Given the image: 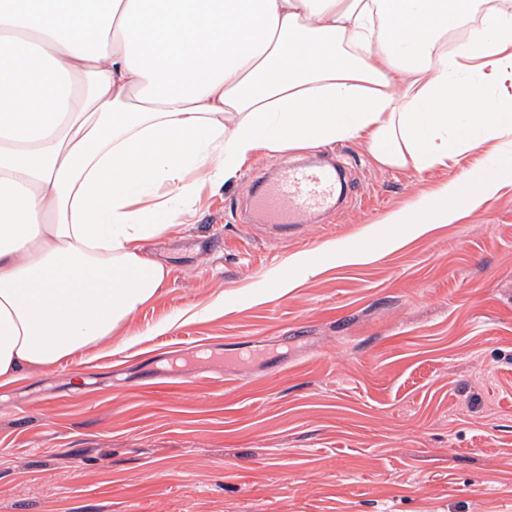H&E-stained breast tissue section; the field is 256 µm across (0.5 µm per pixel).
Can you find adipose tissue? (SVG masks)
Returning a JSON list of instances; mask_svg holds the SVG:
<instances>
[{"instance_id": "obj_1", "label": "adipose tissue", "mask_w": 512, "mask_h": 512, "mask_svg": "<svg viewBox=\"0 0 512 512\" xmlns=\"http://www.w3.org/2000/svg\"><path fill=\"white\" fill-rule=\"evenodd\" d=\"M512 0H0V387L100 349L159 298L145 242L262 153L366 141L424 173L383 216L454 223L512 172ZM324 245L271 275L280 292Z\"/></svg>"}]
</instances>
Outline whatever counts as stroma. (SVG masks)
I'll list each match as a JSON object with an SVG mask.
<instances>
[{
  "mask_svg": "<svg viewBox=\"0 0 512 512\" xmlns=\"http://www.w3.org/2000/svg\"><path fill=\"white\" fill-rule=\"evenodd\" d=\"M299 158L351 196L280 232L246 203ZM480 161L420 174L356 140L203 194L148 243L167 284L111 345L0 388V512H512V175L454 223L368 235ZM366 238L371 260L257 300L293 255Z\"/></svg>",
  "mask_w": 512,
  "mask_h": 512,
  "instance_id": "stroma-1",
  "label": "stroma"
}]
</instances>
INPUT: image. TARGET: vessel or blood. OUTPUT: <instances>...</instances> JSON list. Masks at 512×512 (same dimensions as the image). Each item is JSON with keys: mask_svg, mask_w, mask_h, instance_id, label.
I'll return each mask as SVG.
<instances>
[{"mask_svg": "<svg viewBox=\"0 0 512 512\" xmlns=\"http://www.w3.org/2000/svg\"><path fill=\"white\" fill-rule=\"evenodd\" d=\"M335 194V169L290 164L278 177L262 180L252 203L265 223L285 227L334 208Z\"/></svg>", "mask_w": 512, "mask_h": 512, "instance_id": "vessel-or-blood-1", "label": "vessel or blood"}]
</instances>
